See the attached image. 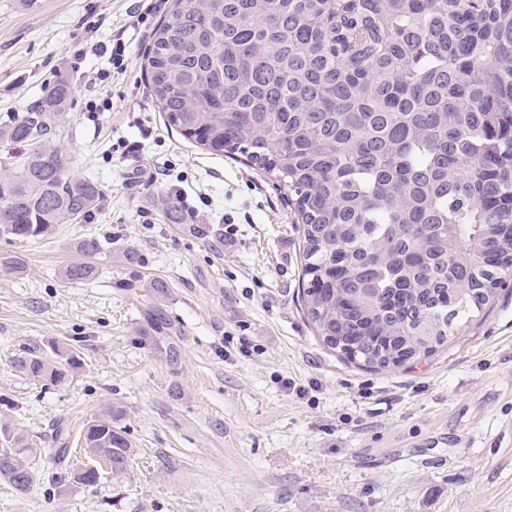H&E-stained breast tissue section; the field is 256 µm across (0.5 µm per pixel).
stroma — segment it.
<instances>
[{"label": "stroma", "instance_id": "stroma-1", "mask_svg": "<svg viewBox=\"0 0 512 512\" xmlns=\"http://www.w3.org/2000/svg\"><path fill=\"white\" fill-rule=\"evenodd\" d=\"M134 5L0 0V126L67 80L72 105L52 137L72 174L104 190L85 220L0 239V422L44 458L54 428L117 404L136 450L91 485L68 467L25 492L0 480V512H512V287L434 354L391 370L325 348L298 303L287 191L168 125L146 87L148 39L122 78L89 81L107 65L92 45L125 29ZM105 93L113 110L87 112ZM121 139L139 151L113 157ZM90 236L113 252L94 257L93 279H66ZM126 245L138 264L116 256ZM75 337L83 366L64 383L11 367L23 349Z\"/></svg>", "mask_w": 512, "mask_h": 512}]
</instances>
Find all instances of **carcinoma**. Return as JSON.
<instances>
[{
	"mask_svg": "<svg viewBox=\"0 0 512 512\" xmlns=\"http://www.w3.org/2000/svg\"><path fill=\"white\" fill-rule=\"evenodd\" d=\"M145 74L170 125L295 197L301 301L343 359L379 371L429 356L494 301L512 269V0H175ZM71 100L58 82L35 116L0 126L26 147L0 163V238L35 240L100 206L101 186L73 176L50 137ZM51 352L12 368L51 384L79 368L73 345ZM121 416L111 405L79 431L113 471L133 456ZM56 438L58 466L71 434ZM33 452L0 426V477L19 491L49 473Z\"/></svg>",
	"mask_w": 512,
	"mask_h": 512,
	"instance_id": "obj_1",
	"label": "carcinoma"
}]
</instances>
